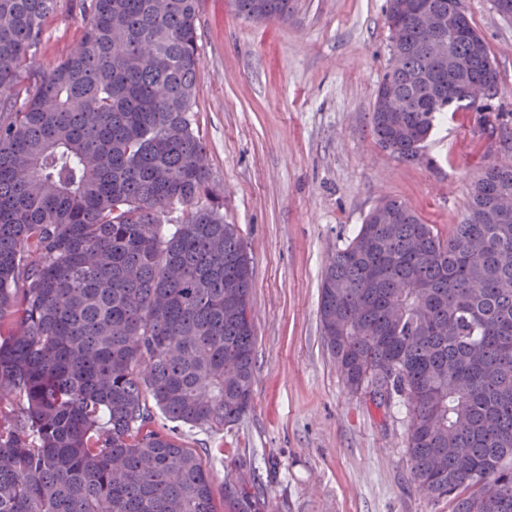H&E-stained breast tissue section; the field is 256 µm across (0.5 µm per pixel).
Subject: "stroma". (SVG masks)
I'll return each instance as SVG.
<instances>
[{
	"label": "stroma",
	"mask_w": 512,
	"mask_h": 512,
	"mask_svg": "<svg viewBox=\"0 0 512 512\" xmlns=\"http://www.w3.org/2000/svg\"><path fill=\"white\" fill-rule=\"evenodd\" d=\"M497 72L489 109L439 115L421 156L373 137L375 91L390 64L385 0H293L256 22L232 0H201L200 78L188 114L206 145L210 198L237 225L252 269L256 365L250 411L220 430L178 425L210 472L215 499L251 466L264 512H451L423 491L406 454L400 403L377 407L343 384L321 332L322 277L381 202L397 199L448 235L474 181L512 165V20L464 0ZM88 23L57 0L40 43L49 67Z\"/></svg>",
	"instance_id": "stroma-1"
}]
</instances>
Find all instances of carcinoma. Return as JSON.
Returning a JSON list of instances; mask_svg holds the SVG:
<instances>
[{"mask_svg": "<svg viewBox=\"0 0 512 512\" xmlns=\"http://www.w3.org/2000/svg\"><path fill=\"white\" fill-rule=\"evenodd\" d=\"M56 0H0V512H218L201 455L154 426L220 429L251 409L252 270L208 191L188 118L199 0H82L90 21L27 77ZM401 64L377 91V143L419 158L435 114L469 109L465 82L497 84L467 13L436 36L411 13ZM254 21L292 0H233ZM512 167L475 182L439 235L405 203L376 206L328 267L320 323L345 386L407 403L414 481L452 512H512V220L494 200ZM180 204L177 224L161 218ZM9 416H1L3 410ZM225 484L231 512H263Z\"/></svg>", "mask_w": 512, "mask_h": 512, "instance_id": "obj_1", "label": "carcinoma"}]
</instances>
